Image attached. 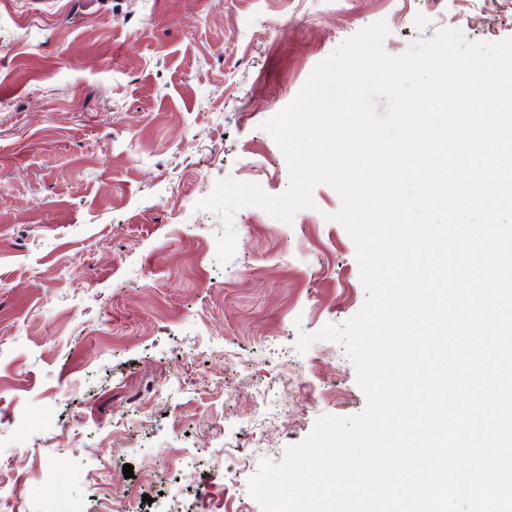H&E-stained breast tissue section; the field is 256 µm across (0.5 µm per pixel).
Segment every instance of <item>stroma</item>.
I'll list each match as a JSON object with an SVG mask.
<instances>
[{"label":"stroma","mask_w":512,"mask_h":512,"mask_svg":"<svg viewBox=\"0 0 512 512\" xmlns=\"http://www.w3.org/2000/svg\"><path fill=\"white\" fill-rule=\"evenodd\" d=\"M380 20L394 56L441 28L498 41L512 0H0V487L18 512H200L201 484L260 512L261 460L364 410L341 345L295 348L365 301L336 191L289 224L240 210L225 265L197 204L224 178L286 190L262 123Z\"/></svg>","instance_id":"obj_1"}]
</instances>
